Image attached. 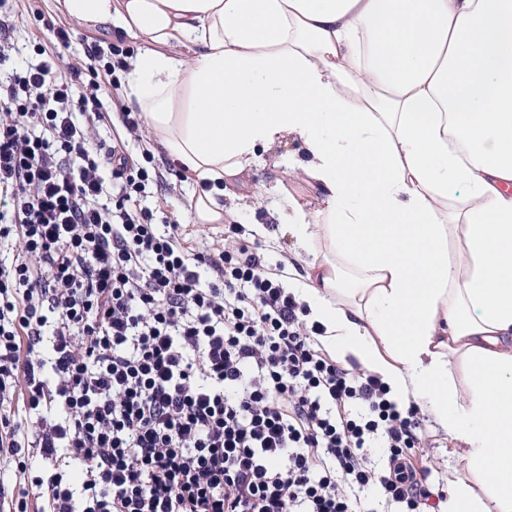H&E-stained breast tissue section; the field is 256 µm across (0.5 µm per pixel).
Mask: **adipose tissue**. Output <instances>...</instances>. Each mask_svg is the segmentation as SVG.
Masks as SVG:
<instances>
[{
	"label": "adipose tissue",
	"instance_id": "obj_1",
	"mask_svg": "<svg viewBox=\"0 0 512 512\" xmlns=\"http://www.w3.org/2000/svg\"><path fill=\"white\" fill-rule=\"evenodd\" d=\"M140 40L124 91L194 224L288 139L294 293L454 442L448 512H512V0H55Z\"/></svg>",
	"mask_w": 512,
	"mask_h": 512
}]
</instances>
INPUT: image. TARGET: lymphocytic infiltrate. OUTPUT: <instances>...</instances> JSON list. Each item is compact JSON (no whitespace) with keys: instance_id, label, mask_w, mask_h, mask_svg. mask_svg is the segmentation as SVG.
I'll return each mask as SVG.
<instances>
[{"instance_id":"obj_1","label":"lymphocytic infiltrate","mask_w":512,"mask_h":512,"mask_svg":"<svg viewBox=\"0 0 512 512\" xmlns=\"http://www.w3.org/2000/svg\"><path fill=\"white\" fill-rule=\"evenodd\" d=\"M18 66L16 0H0V506L28 512H424L420 410L315 346L316 325L229 225L192 248L145 205L163 174L133 157L139 113L104 138L102 86L130 47ZM383 448L387 469L368 450ZM37 452L49 476L28 472Z\"/></svg>"}]
</instances>
